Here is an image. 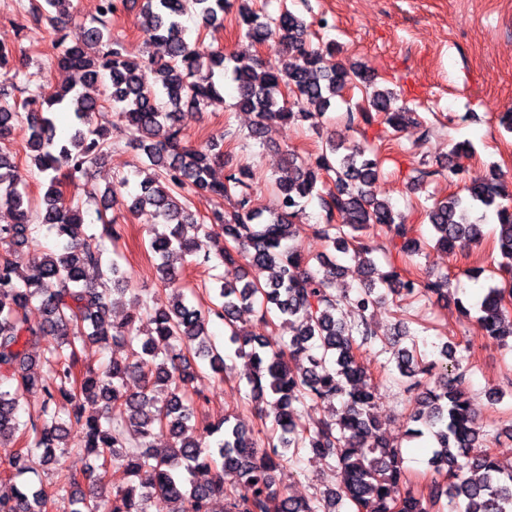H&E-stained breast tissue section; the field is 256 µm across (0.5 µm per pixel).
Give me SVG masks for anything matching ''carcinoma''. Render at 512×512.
I'll return each instance as SVG.
<instances>
[{
    "instance_id": "obj_1",
    "label": "carcinoma",
    "mask_w": 512,
    "mask_h": 512,
    "mask_svg": "<svg viewBox=\"0 0 512 512\" xmlns=\"http://www.w3.org/2000/svg\"><path fill=\"white\" fill-rule=\"evenodd\" d=\"M69 2L43 0L28 13L36 23L50 22L56 65L81 71L88 84L103 85L104 99L72 86L31 90L17 84V50L0 44V76L10 82V88L0 87V207L11 213V223L0 224V446L24 439L10 460L20 477L36 472V464L58 465L55 449L75 431L98 465L60 474L51 493L22 482L0 496V512H46L50 501L60 512H212V502L222 496L225 512H335L344 500L356 512H431L443 497L450 512H512V464L488 450L472 453L485 431L463 386L456 346L443 344L441 354L450 366L424 389L418 376L432 374L434 364L423 358L406 327L397 330L393 358L400 376L410 379L407 391L416 392L419 408L408 421L421 427L407 429L405 436L431 432L430 465L448 483L435 482L426 494H397L403 459L373 412L381 382L357 356L362 346L378 341L366 312L390 295L446 300L450 282L446 274L423 282L394 266L377 270V247L363 242L362 232L381 230L409 259L422 245L402 214L375 190L380 171L375 150L365 141L331 136L306 165L288 151L286 175L275 180V208L259 207L246 182L249 171L241 168L222 182L212 178V166L224 157L222 139L194 147L181 125L185 108L224 104L227 70L222 50L202 60L182 18L194 15L205 27L221 26L230 0H143L141 29L148 41L165 45V54L140 60L126 57L112 34V18L127 0H96L94 25L67 45L61 32L73 20ZM237 25L250 46L270 45L287 57L281 68L256 58L232 70L236 107L256 117L251 138H261L270 122L323 116L356 79L370 90L368 108L347 113L348 125H369L376 115L395 133L421 124L412 109L392 106L394 93L378 87L369 67L325 64L336 45H313L310 24L288 6L262 15L250 0H239ZM55 112L72 117L66 138L57 137ZM19 131L46 182L35 206L18 189L14 153L7 146ZM121 142L154 168L130 211L150 218L148 248L159 279L173 293L167 302L133 295L142 311L116 323L111 296L127 291L126 274L115 260L103 271V240L115 244L121 238L107 212L125 181L101 196L99 235L88 232L81 206L65 199L64 185L88 179L104 149ZM58 154L68 162L63 173L56 167ZM188 192L231 201L230 208L213 213L217 231L212 248L203 252V262L223 268L213 286L216 302L207 308L179 292L180 276L170 264L176 251L200 253L205 224L191 211ZM504 197L503 174L495 167L486 181L434 201L427 211L435 246L450 254L478 243L482 222L490 213L496 217L505 278L486 288L476 322L482 338L502 346L512 339V330L504 327L512 315V208L502 203ZM313 201L326 215L314 233L337 257L313 258L293 243V226ZM336 215L345 223H333ZM43 226L54 233L57 248L29 256V274L19 281L17 261ZM348 260L366 269L369 279L352 293L338 294L336 280ZM33 306L41 312L38 320L29 316ZM254 311L266 327L288 326V339L248 335L238 322ZM349 312L358 319L347 320ZM216 320L229 329L224 346L248 358L249 397L270 407L260 410L269 426L257 432L228 416L217 423L199 418L189 388L193 362L209 359L212 377L224 380V356L209 333ZM88 341L120 346L126 355L102 369L79 370L77 351ZM31 397L37 408L22 421L20 410ZM308 400L326 405L328 416L307 426L296 423L295 414L296 405ZM159 435L167 436L168 446H155ZM303 451L336 463L338 488L297 498L276 486L274 473L285 455ZM107 463L127 479L110 498L101 493L100 469ZM144 469L154 475L149 486L134 481ZM196 471L207 473V480H192ZM229 476L236 488L227 495Z\"/></svg>"
}]
</instances>
